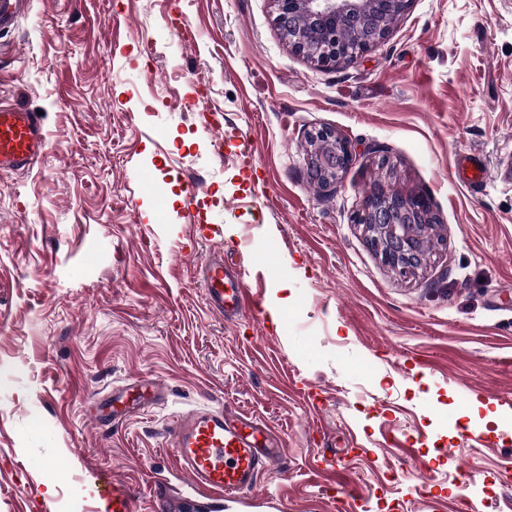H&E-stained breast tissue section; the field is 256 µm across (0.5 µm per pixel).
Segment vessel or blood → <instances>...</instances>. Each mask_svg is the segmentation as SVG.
Returning <instances> with one entry per match:
<instances>
[{"label": "vessel or blood", "instance_id": "vessel-or-blood-1", "mask_svg": "<svg viewBox=\"0 0 512 512\" xmlns=\"http://www.w3.org/2000/svg\"><path fill=\"white\" fill-rule=\"evenodd\" d=\"M47 146L41 115L0 106V171L29 170ZM202 286L207 306L214 312L262 314L261 299L246 288L243 273L227 272L223 263L206 262ZM160 395L157 383L139 380L113 393L112 404L122 416L155 403ZM166 439L194 496L215 501L253 489L260 473L274 460L272 438L264 426L227 416L215 407L179 415ZM112 512H138L136 496L123 484L112 486Z\"/></svg>", "mask_w": 512, "mask_h": 512}]
</instances>
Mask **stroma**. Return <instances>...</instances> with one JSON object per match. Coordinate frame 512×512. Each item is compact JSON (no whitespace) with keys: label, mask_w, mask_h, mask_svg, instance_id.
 <instances>
[{"label":"stroma","mask_w":512,"mask_h":512,"mask_svg":"<svg viewBox=\"0 0 512 512\" xmlns=\"http://www.w3.org/2000/svg\"><path fill=\"white\" fill-rule=\"evenodd\" d=\"M274 16L271 0H30L0 33V102L42 111L49 143L0 173V512H110L108 480L140 512L161 495L182 512L163 432L198 406L281 445L222 512H512V423L469 407H512V0H412L333 69ZM325 127L355 156L327 188L308 156ZM470 154L475 189L455 177ZM376 182L430 201L435 247L410 276L353 221ZM219 254L261 299L291 285L281 327L208 310L200 266ZM129 379L166 402L115 422L85 398ZM332 454L357 498L322 472Z\"/></svg>","instance_id":"stroma-1"}]
</instances>
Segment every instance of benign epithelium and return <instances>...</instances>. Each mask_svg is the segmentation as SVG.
I'll use <instances>...</instances> for the list:
<instances>
[{"label":"benign epithelium","mask_w":512,"mask_h":512,"mask_svg":"<svg viewBox=\"0 0 512 512\" xmlns=\"http://www.w3.org/2000/svg\"><path fill=\"white\" fill-rule=\"evenodd\" d=\"M275 24L291 50L331 69L357 60L389 34L411 0H272ZM311 159L323 185L336 182L354 161L348 141L328 128L313 132ZM354 223L370 233L382 261L406 276L417 268L431 224L422 195L402 196L377 184L365 191Z\"/></svg>","instance_id":"benign-epithelium-1"}]
</instances>
